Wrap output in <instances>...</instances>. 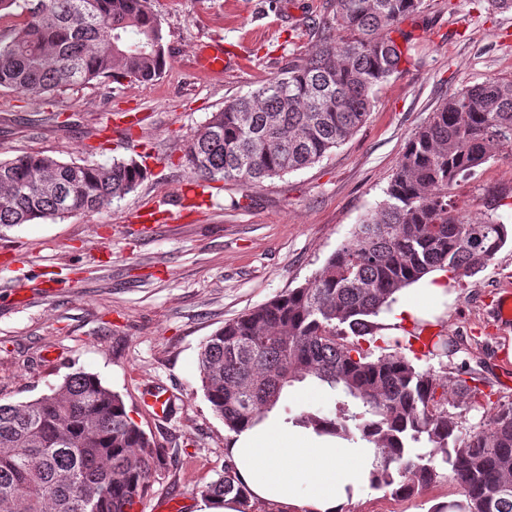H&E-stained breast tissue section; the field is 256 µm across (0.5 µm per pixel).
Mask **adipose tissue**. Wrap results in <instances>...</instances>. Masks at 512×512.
<instances>
[{
  "label": "adipose tissue",
  "instance_id": "1",
  "mask_svg": "<svg viewBox=\"0 0 512 512\" xmlns=\"http://www.w3.org/2000/svg\"><path fill=\"white\" fill-rule=\"evenodd\" d=\"M448 279V273L435 271L411 285L414 300L394 304L391 326L433 320L429 305L444 294ZM226 453L252 500L274 512H347L368 485L374 462L373 448L351 447L271 417L233 435Z\"/></svg>",
  "mask_w": 512,
  "mask_h": 512
}]
</instances>
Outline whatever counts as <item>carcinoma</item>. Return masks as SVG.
<instances>
[{
  "label": "carcinoma",
  "mask_w": 512,
  "mask_h": 512,
  "mask_svg": "<svg viewBox=\"0 0 512 512\" xmlns=\"http://www.w3.org/2000/svg\"><path fill=\"white\" fill-rule=\"evenodd\" d=\"M421 0H332L322 46L278 77L224 103L191 138L185 160L201 181L252 186L311 166L366 121L376 87L398 72L412 33L401 25ZM25 22L0 40V88L50 95L105 78L151 81L163 73L161 20L151 0H0ZM512 154V79L490 78L451 94L409 138L376 210L306 284L224 323L201 346L204 395L230 433L263 421L296 382L340 390L338 413L301 412L285 422L375 449L370 484L412 497L449 478L460 498L434 512H512V403L492 425L466 430L432 370L400 352L460 351L440 333L395 341L374 355L396 293L426 274L471 277L502 248L498 215L469 219L452 190L496 152ZM146 169L131 157L65 162L42 154L0 159V229L98 212L132 192ZM470 362L454 381L471 408L487 394ZM430 450L414 453V445ZM442 456H437V453ZM161 454L122 397L85 371L58 389L0 404V512H132ZM249 501L231 462L205 489Z\"/></svg>",
  "instance_id": "1"
}]
</instances>
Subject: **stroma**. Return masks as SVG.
<instances>
[{"instance_id":"1","label":"stroma","mask_w":512,"mask_h":512,"mask_svg":"<svg viewBox=\"0 0 512 512\" xmlns=\"http://www.w3.org/2000/svg\"><path fill=\"white\" fill-rule=\"evenodd\" d=\"M330 0H152L167 65L150 82L105 79L44 97L0 89V158L43 154L105 162L142 155L148 175L100 212L0 231V403L50 393L83 370L121 394L131 418L161 448L137 512L182 496L200 512L224 470L229 438L201 388L198 354L224 322L304 285L384 197L410 135L450 92L489 77L512 79V10L486 0H422L411 63L378 90L365 124L314 165L245 187L192 188L185 152L223 107L281 75L321 44ZM207 46L237 59L220 74L199 69ZM61 113L62 122L51 119ZM454 195L471 216L492 198L512 203V156L499 155ZM440 302V328L478 356L492 403L512 402V324L494 310L512 291V243ZM166 388L156 420L149 393ZM340 391L296 384L276 415L334 416ZM445 480L398 498L364 487L349 512H432L458 498Z\"/></svg>"}]
</instances>
